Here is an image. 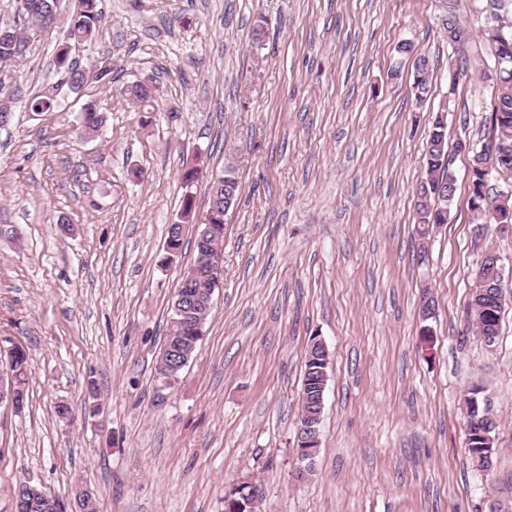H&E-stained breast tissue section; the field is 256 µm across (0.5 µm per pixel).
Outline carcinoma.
Returning a JSON list of instances; mask_svg holds the SVG:
<instances>
[{"mask_svg":"<svg viewBox=\"0 0 512 512\" xmlns=\"http://www.w3.org/2000/svg\"><path fill=\"white\" fill-rule=\"evenodd\" d=\"M59 0H16V9L10 31L16 35V40L0 41V66L16 64L26 56L31 37L37 29H45L55 23L54 16L60 8ZM98 0H77V5L69 14L67 40L86 41L92 38L100 19L97 9ZM494 8L500 11L496 15V24L487 32L488 56L493 62L484 78L492 84L491 92V134L480 147L472 148V164L469 175L472 208L477 211L478 219L484 224H512V207L499 204L498 200L486 194V181L489 173L486 168L496 166L503 173L512 174V23L503 22L504 13L508 12L507 0H496ZM57 65L62 73L61 83L68 84L69 79L80 73L81 67L69 61V45L64 43L58 49ZM426 58H421V66L413 73L411 91L415 99H424L428 94ZM57 88H48L31 95L25 103L27 112L40 115L51 111L57 102ZM18 88L11 87L9 91L0 94V127L9 125L13 119L11 108L3 104L12 100ZM123 93L131 100L147 105L153 99L151 85L138 81L123 87ZM78 122L85 137L95 135L102 126L103 117L95 102L87 103L81 111ZM446 131V120L438 112L432 121L427 141L426 169L417 188L416 223L419 227L428 224L447 223L448 204L453 200L456 191V181L450 176L448 155L443 147ZM236 185L235 194H240L236 172L231 168L222 169L211 174L208 183V210L206 223L216 229V240L224 241V220L219 218L223 212L224 182ZM444 186L448 196L442 199L443 208L431 206L432 195L436 188ZM502 305L498 303V289H489V303L480 305L470 302L468 314L472 317L478 335L486 331L499 332V322ZM209 316V310L200 307L192 314L184 317L178 313L176 304H171L167 320V334L157 362L156 371L160 378L177 376L182 368L170 367L168 354L170 349L178 348L179 344L198 345L202 339L204 326ZM9 368L15 376L22 398H27L26 384L29 372L26 351L18 346L12 358H0V369ZM319 365L305 361V371L301 385V415L315 412V393L318 386ZM479 395V389L467 392L464 402L467 408L465 424L470 433L466 434V445L472 462L482 471L490 469L485 459L483 440L479 434L487 422L495 423L494 418L484 408H472L471 397ZM21 500L18 512H52L46 506L44 499L31 492L18 494Z\"/></svg>","mask_w":512,"mask_h":512,"instance_id":"1","label":"carcinoma"}]
</instances>
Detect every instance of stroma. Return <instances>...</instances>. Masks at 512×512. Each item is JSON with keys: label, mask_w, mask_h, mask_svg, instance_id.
<instances>
[{"label": "stroma", "mask_w": 512, "mask_h": 512, "mask_svg": "<svg viewBox=\"0 0 512 512\" xmlns=\"http://www.w3.org/2000/svg\"><path fill=\"white\" fill-rule=\"evenodd\" d=\"M491 0H98L91 41L71 45L110 82L16 108L0 128V349L31 376L22 413L0 406V512L22 482L93 512H224L243 478L261 512H512V297L486 348L467 319L485 249L512 265V230L477 229L470 157L491 89L478 48ZM476 51L457 78L447 13ZM263 27L261 48L253 32ZM66 17L38 31L11 81L59 76ZM408 41L429 62L416 101ZM146 81L154 109L121 89ZM98 101L99 134L76 117ZM447 110L457 190L448 222L416 233L415 192L433 113ZM241 185L224 223L222 284L176 381L156 372L174 289L195 260L206 174ZM202 179L184 184L186 168ZM193 219L164 262L185 197ZM435 313L422 317L423 298ZM433 332L431 349L421 330ZM332 369L315 472L294 481L312 337ZM480 387L497 426L491 471L466 448L463 395ZM72 403L70 421L54 413ZM55 87L53 86L52 89L48 88L31 95L25 103L27 112L34 115H40L43 112L51 111L57 102V94L55 91L58 90L57 87H59V85H56Z\"/></svg>", "instance_id": "35a3bbf8"}]
</instances>
